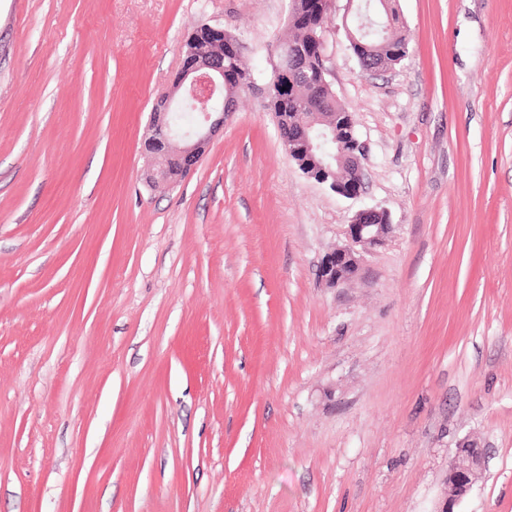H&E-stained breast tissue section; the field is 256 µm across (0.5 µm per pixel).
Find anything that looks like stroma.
I'll return each instance as SVG.
<instances>
[{"label": "stroma", "instance_id": "1", "mask_svg": "<svg viewBox=\"0 0 512 512\" xmlns=\"http://www.w3.org/2000/svg\"><path fill=\"white\" fill-rule=\"evenodd\" d=\"M326 65L364 147L306 178L258 95L176 187L141 142L188 35L263 74L290 0H0V512H512V0H399ZM385 245L319 277L361 210ZM386 34V39L382 37H378L379 41L375 46L371 47L370 54L374 53L376 55L386 54L389 56L392 51L397 50L399 52H403V50L407 49L406 38L402 35H389L388 32ZM385 55L375 64L372 68H370L367 72L368 74H376L379 72H384L393 68L394 65L398 64L405 56H393L392 59H389ZM485 469L484 448L472 440L460 441L454 459L448 466V509L468 496Z\"/></svg>", "mask_w": 512, "mask_h": 512}]
</instances>
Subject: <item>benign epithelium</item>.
<instances>
[{"mask_svg": "<svg viewBox=\"0 0 512 512\" xmlns=\"http://www.w3.org/2000/svg\"><path fill=\"white\" fill-rule=\"evenodd\" d=\"M347 0L343 15V29L350 49L366 50L370 45L363 38L384 28L381 4L368 0L365 6ZM213 42L217 49L203 53L201 43ZM234 55L242 54L236 37L219 27L198 26L186 40L182 65L172 85L154 102L150 113L149 132L142 141L147 158L145 180L150 185H175L200 162L211 139L224 129V122L236 111L241 85L224 81V48ZM270 63L281 91L284 111L274 113L277 128L288 156L309 179L331 191L352 198L361 188L363 146L354 129L350 113L338 112L340 126L333 131L335 151L324 150L312 139L318 123L324 122L317 111L320 98L300 102L293 89L297 74L305 69L306 58L301 50L291 53L274 52ZM188 103L196 111L194 128L180 133L171 124L175 105ZM391 230L389 215L383 210L368 209L358 212L346 225V243L328 252L320 268L324 283L336 288L357 272L361 255L359 249L381 246ZM485 469L484 449L472 440L460 441L454 459L448 466V509L468 496Z\"/></svg>", "mask_w": 512, "mask_h": 512, "instance_id": "benign-epithelium-1", "label": "benign epithelium"}]
</instances>
